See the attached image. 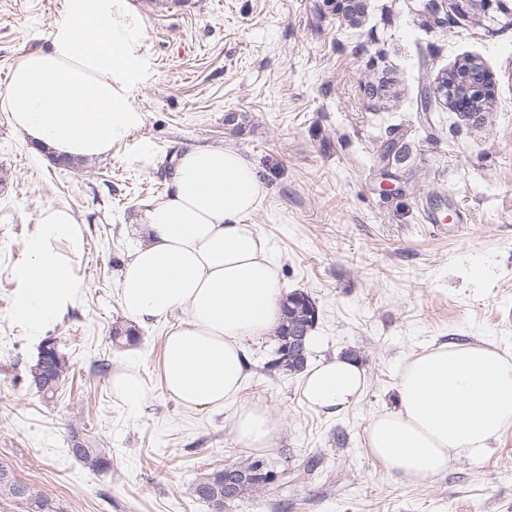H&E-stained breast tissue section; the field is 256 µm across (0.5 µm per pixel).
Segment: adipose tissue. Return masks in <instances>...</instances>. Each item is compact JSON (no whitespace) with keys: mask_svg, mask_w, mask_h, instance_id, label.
<instances>
[{"mask_svg":"<svg viewBox=\"0 0 512 512\" xmlns=\"http://www.w3.org/2000/svg\"><path fill=\"white\" fill-rule=\"evenodd\" d=\"M145 27L129 0H62L51 39L14 64L0 110L25 141L54 157L105 158L113 142L138 127L130 94L142 77ZM264 194L254 166L236 150L194 147L179 158L169 193L148 204L147 237L125 262L121 304L137 324L175 310L188 320L165 338L160 376L168 395L202 411L240 391L242 344L277 324L284 292L267 241L245 223ZM39 236L14 271L24 283L19 323L36 333L58 321L80 286L72 266L49 249L82 245L70 209L49 206ZM361 363L338 354L304 379L305 403L332 416L360 402ZM234 432L246 448L271 447L275 423L261 404L241 407ZM512 430V360L489 343H448L421 351L401 369L395 405L365 429L369 453L403 479L419 483L457 459L483 458Z\"/></svg>","mask_w":512,"mask_h":512,"instance_id":"ef3b65f1","label":"adipose tissue"}]
</instances>
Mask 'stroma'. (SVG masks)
Masks as SVG:
<instances>
[{
	"label": "stroma",
	"mask_w": 512,
	"mask_h": 512,
	"mask_svg": "<svg viewBox=\"0 0 512 512\" xmlns=\"http://www.w3.org/2000/svg\"><path fill=\"white\" fill-rule=\"evenodd\" d=\"M133 2L146 26L131 96L142 123L110 156L53 166L0 112V466L61 512H211L192 485L249 456L233 417L260 403L275 420L265 454L277 470L310 456L321 463L228 512H512V430L485 458L418 484L364 443L370 418L393 407L403 365L424 349L485 340L512 359V0L477 26L453 14L432 23L430 0H362L356 27L325 0ZM61 3L0 0V92L11 64L47 44ZM466 55L496 81L489 120L465 124L438 102L420 116L424 86ZM392 137L408 156L388 166L379 147ZM195 146L233 148L256 168L264 196L246 221L268 242L284 288L304 290L321 312L309 365L358 351L367 387L356 406L335 416L307 407L302 376L268 370L267 336L245 341L248 375L235 400L180 406L159 374L165 336L188 319L180 310L140 325L136 345L113 347L125 315L112 259L144 243L142 210L171 186L166 157ZM50 205L71 208L83 226L78 254L49 244L71 255L81 287L34 336L14 317L23 283L13 270ZM429 210L467 221L442 233L424 223ZM46 335L70 363L51 402L27 384ZM99 360L138 370L137 411L113 394L110 373H94ZM75 426L108 449L109 472L70 453Z\"/></svg>",
	"instance_id": "obj_1"
}]
</instances>
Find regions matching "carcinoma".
I'll list each match as a JSON object with an SVG mask.
<instances>
[{
  "instance_id": "1",
  "label": "carcinoma",
  "mask_w": 512,
  "mask_h": 512,
  "mask_svg": "<svg viewBox=\"0 0 512 512\" xmlns=\"http://www.w3.org/2000/svg\"><path fill=\"white\" fill-rule=\"evenodd\" d=\"M315 307V301L304 291L295 290L286 295L282 303L280 322L272 335L274 358L268 362L267 368L288 376L298 375L306 369L307 363L295 364L290 361L284 355V348L288 343V336L291 332L304 327L309 332L313 330L310 323L311 314L315 312ZM47 340L52 343V346L46 348L47 359H38L37 363L30 368L29 373L33 375L47 369L55 373V381L47 389L43 390L38 388V385H33L38 395L50 401L54 399L65 380L69 369V360L58 345L54 344V338L49 336ZM139 340L140 333L136 328L118 322L112 325V342L115 345H134ZM70 444L69 451L89 470L97 473H106L111 470L112 458L109 453L98 447L91 438L83 436L73 429L70 431ZM254 460H261V456L250 455L230 464L232 468L247 472L246 478L235 490V497L228 498L224 495V468L222 467L215 468L200 476L193 485V495L207 503L212 512H226V509L236 502L261 493L270 486V483L265 477L248 472V468ZM317 465L318 459L308 457L293 472L283 470L282 475L285 476V479L281 481V484H288V479H286L288 475L296 482L306 479L307 476L312 474ZM0 497L25 504L28 512H57L53 497L19 481L11 473L4 478L0 477Z\"/></svg>"
}]
</instances>
